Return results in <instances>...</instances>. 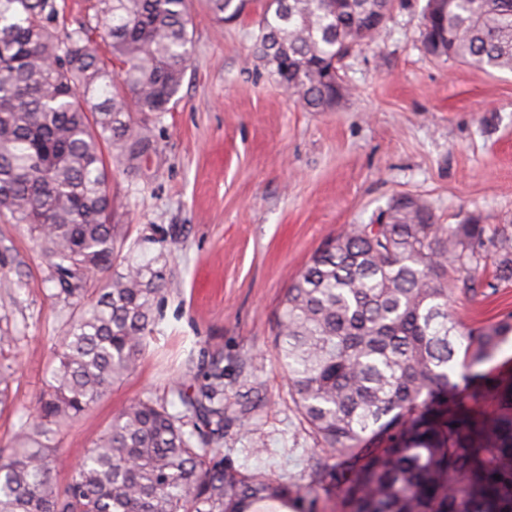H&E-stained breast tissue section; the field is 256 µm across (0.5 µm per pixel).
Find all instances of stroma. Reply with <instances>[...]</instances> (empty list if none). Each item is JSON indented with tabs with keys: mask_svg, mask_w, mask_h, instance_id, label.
I'll use <instances>...</instances> for the list:
<instances>
[{
	"mask_svg": "<svg viewBox=\"0 0 512 512\" xmlns=\"http://www.w3.org/2000/svg\"><path fill=\"white\" fill-rule=\"evenodd\" d=\"M425 0L395 7L375 42L342 63L347 95L310 112L255 53L257 9L217 24L193 9L194 54L173 111L154 128L160 152L127 172L109 160L113 223L128 252L145 237L165 252L171 281L159 299L135 374L115 384L58 436L59 482L126 405L151 399L170 412L173 388L224 366V463L239 476L287 485L304 512H342L337 490L317 482L336 466L299 412L274 357L276 311L293 279L328 239L371 224L408 194L436 223L479 215L512 235V73L488 75L427 56ZM0 240L25 263L20 288L0 266V452L52 380L54 350L73 312L44 280L45 263L20 226L0 220ZM477 296L454 297L465 326L512 313V281L494 266Z\"/></svg>",
	"mask_w": 512,
	"mask_h": 512,
	"instance_id": "obj_1",
	"label": "stroma"
}]
</instances>
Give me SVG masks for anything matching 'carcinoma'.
I'll return each instance as SVG.
<instances>
[{
  "label": "carcinoma",
  "instance_id": "obj_1",
  "mask_svg": "<svg viewBox=\"0 0 512 512\" xmlns=\"http://www.w3.org/2000/svg\"><path fill=\"white\" fill-rule=\"evenodd\" d=\"M215 18L248 0H205ZM191 0H95L93 19L59 24L57 0H0V217L23 224L46 282L79 299L117 258L104 148L133 171L157 153L151 123L179 102L193 52ZM390 0H265L255 50L311 112L336 93L355 47L387 24ZM104 20L111 57L93 47ZM421 43L435 59L512 72V0H426ZM388 222L353 224L287 288L274 350L306 422L343 470V512H512V411L487 426L450 376L479 380L512 406V384L480 370L512 334V314L463 327L450 298L478 294L485 241L512 280V236L433 223L399 196ZM169 280L133 259L71 318L38 413L0 456V512H255L289 506L288 489L233 479L212 447L224 428V367L179 384L184 411L125 407L64 485L60 426L132 374ZM195 420L186 431L187 419Z\"/></svg>",
  "mask_w": 512,
  "mask_h": 512
}]
</instances>
